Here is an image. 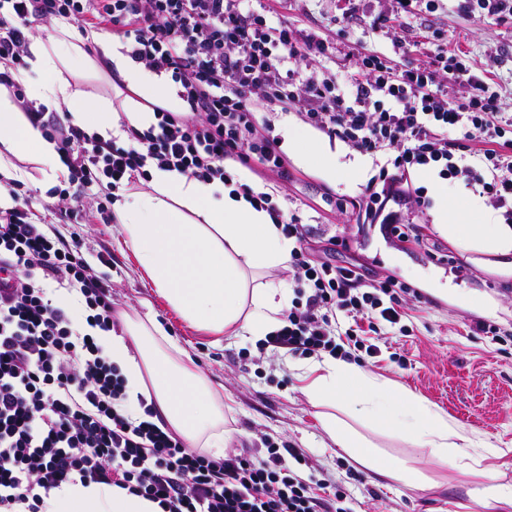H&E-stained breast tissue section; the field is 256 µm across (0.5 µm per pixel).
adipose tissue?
Masks as SVG:
<instances>
[{"instance_id":"adipose-tissue-1","label":"adipose tissue","mask_w":512,"mask_h":512,"mask_svg":"<svg viewBox=\"0 0 512 512\" xmlns=\"http://www.w3.org/2000/svg\"><path fill=\"white\" fill-rule=\"evenodd\" d=\"M30 69L22 79L31 100L66 104L76 125L107 135L115 110L130 124L152 120L141 100L171 103L169 89L145 70L112 52L91 59L61 23L49 41L31 46ZM92 69L113 73L120 87L115 99L91 100L71 75ZM288 146L308 164L339 174L328 145L296 128L286 132ZM43 180L65 177L54 142L34 127L8 94H0V175ZM440 206L434 227L449 240L494 255L512 253V226L497 223L479 198L460 207L438 188ZM117 221L138 266L158 295L187 323L215 335L263 336L273 330L290 300L288 288L267 280L269 269L287 263L291 246L267 213L231 196L222 183L205 184L167 171H154L151 190L122 194L115 203ZM105 354L127 381L128 411L138 395L154 405L153 421L166 425L188 447L223 454L231 433L224 428V405L208 380L186 361L184 352L155 321L127 320L125 335L95 330ZM309 395L328 406L342 401L364 418L394 432L413 447L427 449L431 463L463 470L474 442L424 399L393 390L374 375L330 358L305 372ZM330 441L380 478L411 482L416 470L404 461L380 455L372 443L336 414H322ZM41 512H162L157 503L117 487L66 483L50 491Z\"/></svg>"}]
</instances>
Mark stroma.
Here are the masks:
<instances>
[{
	"label": "stroma",
	"instance_id": "stroma-1",
	"mask_svg": "<svg viewBox=\"0 0 512 512\" xmlns=\"http://www.w3.org/2000/svg\"><path fill=\"white\" fill-rule=\"evenodd\" d=\"M269 2L289 26L314 28L333 41L347 34L366 52L391 53L394 36L403 30L392 15V0H357L349 18L343 15L345 0ZM380 15L389 16L388 27L373 28ZM342 17L347 20L343 27L338 24ZM407 23L405 30L415 37L429 28L442 30L449 50L465 52L475 73L496 82L501 111L512 113V22L476 23L458 12L455 0H445L436 12L419 11ZM287 169L284 177L258 169L249 178L274 191L282 207L298 213L315 231L346 230L352 257L378 275L410 283L424 297L423 302L407 305V334L375 337L379 356L355 359V366L381 376L397 390L422 397L455 420L478 440L474 454L495 467L497 484L511 487L512 342L496 343L473 333L470 326L482 321L512 328V254L483 253L439 234L432 212L440 203L435 196L430 209L413 212L412 218L451 258L447 264L437 262L426 248H401L383 226L357 223L352 213L334 206V199H355L360 182L343 176L329 181L293 158ZM26 185L39 192L35 203L39 216L62 232L79 233L90 262L111 259L108 274L120 317L151 318L162 324L208 378L224 402V426L232 432V447L258 448L267 438L302 449L312 461L306 476L342 485L351 512H483L470 496L480 486L477 478L456 471L441 475L425 449L358 419L350 406L340 402L336 415L384 453L406 460L427 477H447L448 482L429 488L384 481L357 464L321 429L320 408L304 391L308 359L262 350L254 336H215L189 326L142 273L120 224H67L55 212L63 182L44 183L37 173Z\"/></svg>",
	"mask_w": 512,
	"mask_h": 512
}]
</instances>
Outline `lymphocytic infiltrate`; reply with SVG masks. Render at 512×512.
<instances>
[{
  "label": "lymphocytic infiltrate",
  "instance_id": "1",
  "mask_svg": "<svg viewBox=\"0 0 512 512\" xmlns=\"http://www.w3.org/2000/svg\"><path fill=\"white\" fill-rule=\"evenodd\" d=\"M0 12V86L32 124L53 140L70 188L109 190L149 179L151 170L230 186L267 212L292 245L288 283L299 296L263 344L294 357H375L355 327L376 335L399 329L418 292L391 277H368L363 265L318 256L317 237L271 193L235 175L226 161L250 169H286L269 112L298 109L300 119L364 155H383L378 175L351 207L362 223L383 221L389 236L423 244L419 225L385 208L409 197L429 207L411 171L430 169L486 196L512 224V113L499 109L486 77L473 74L466 53L449 52L439 33L420 41L397 37L392 55L365 53L348 42L344 54L317 31L296 30L255 0H8ZM63 17L82 33L108 32L123 52L170 79L182 109L154 106L146 128L121 122V135L88 134L69 112H43L26 100L13 70L36 25ZM423 52L422 65L408 57ZM403 58L402 66L391 63ZM343 58L344 70L331 65ZM318 62V72L308 71ZM465 83L466 94L447 87ZM4 186L0 206V512L21 505L40 512L45 495L66 482L118 487L156 502L163 512H347L346 494L322 495L306 479L302 449L266 442L223 456L186 447L149 417L140 399L137 420L120 411L126 380L91 336L79 335L49 291L58 284L82 296L89 326L116 324L112 288L85 258L77 233L39 221L35 195L20 181ZM345 342H338V335Z\"/></svg>",
  "mask_w": 512,
  "mask_h": 512
}]
</instances>
